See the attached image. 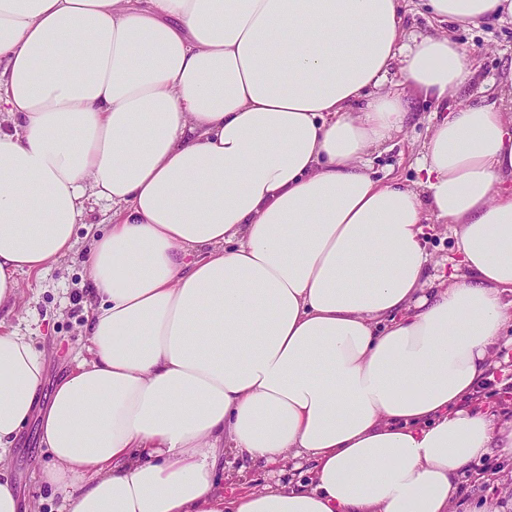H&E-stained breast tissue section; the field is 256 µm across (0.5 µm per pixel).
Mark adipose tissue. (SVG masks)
I'll return each instance as SVG.
<instances>
[{
	"instance_id": "ef3b65f1",
	"label": "adipose tissue",
	"mask_w": 512,
	"mask_h": 512,
	"mask_svg": "<svg viewBox=\"0 0 512 512\" xmlns=\"http://www.w3.org/2000/svg\"><path fill=\"white\" fill-rule=\"evenodd\" d=\"M0 0V308L67 257L84 201L91 359L44 395L0 331V461L32 414L60 512H452L512 421L474 403L512 323V81L432 128L407 184L370 155L405 89L471 61L447 25L512 0ZM399 68L402 89L388 87ZM458 259L427 287L423 226ZM306 484L227 499L224 454ZM403 9L406 16L408 39L420 34H431L435 31L436 23L427 12L424 1L405 0L403 1Z\"/></svg>"
}]
</instances>
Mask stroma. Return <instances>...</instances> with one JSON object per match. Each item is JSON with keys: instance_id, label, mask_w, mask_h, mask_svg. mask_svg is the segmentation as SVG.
<instances>
[{"instance_id": "1", "label": "stroma", "mask_w": 512, "mask_h": 512, "mask_svg": "<svg viewBox=\"0 0 512 512\" xmlns=\"http://www.w3.org/2000/svg\"><path fill=\"white\" fill-rule=\"evenodd\" d=\"M448 31L464 52L475 61L471 75L448 95L449 106L491 104L499 99L501 82L512 75V18L491 16L477 23L449 25ZM410 114L403 132L370 156L378 176L391 175L410 183L416 180L415 160L436 121L435 104L418 97L410 99ZM112 208L95 199L86 203L82 224L76 225V245L59 265L41 276L19 277L20 306L11 313L0 312V327L31 336L46 362V384L54 386L69 373L77 356L87 353L85 334L86 303L92 293L88 269V249L94 236L107 229ZM424 240L431 260L427 275L446 274L456 256V238L451 225L428 224ZM504 335L510 344L497 357L498 365L478 388L477 396L492 405L497 414L512 419V326ZM52 458L40 442L39 421L31 419L22 428L6 464L19 499V512H59L64 497L61 489L40 482L42 470ZM454 512H512V463L489 455L469 473L454 505Z\"/></svg>"}]
</instances>
